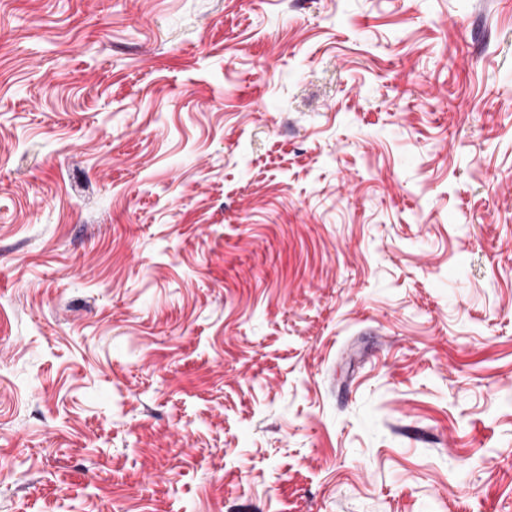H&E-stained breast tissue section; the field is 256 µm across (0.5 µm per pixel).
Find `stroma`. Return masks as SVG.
I'll list each match as a JSON object with an SVG mask.
<instances>
[{"label": "stroma", "instance_id": "stroma-1", "mask_svg": "<svg viewBox=\"0 0 512 512\" xmlns=\"http://www.w3.org/2000/svg\"><path fill=\"white\" fill-rule=\"evenodd\" d=\"M0 512H512V0H0Z\"/></svg>", "mask_w": 512, "mask_h": 512}]
</instances>
